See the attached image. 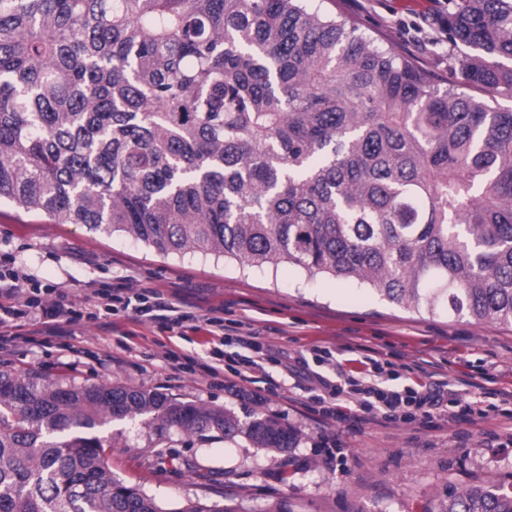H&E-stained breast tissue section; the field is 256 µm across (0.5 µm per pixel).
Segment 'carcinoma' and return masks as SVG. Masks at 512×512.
<instances>
[{"instance_id": "cac0c4a2", "label": "carcinoma", "mask_w": 512, "mask_h": 512, "mask_svg": "<svg viewBox=\"0 0 512 512\" xmlns=\"http://www.w3.org/2000/svg\"><path fill=\"white\" fill-rule=\"evenodd\" d=\"M434 24L459 82L307 0H0V203L512 327V109L493 106L512 0H448ZM126 418L298 441L157 389L0 369V512H236L117 478L95 431ZM439 512H512V494L488 480Z\"/></svg>"}]
</instances>
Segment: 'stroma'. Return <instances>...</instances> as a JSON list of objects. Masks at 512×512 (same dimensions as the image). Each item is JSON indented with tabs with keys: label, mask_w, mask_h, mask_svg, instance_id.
I'll use <instances>...</instances> for the list:
<instances>
[{
	"label": "stroma",
	"mask_w": 512,
	"mask_h": 512,
	"mask_svg": "<svg viewBox=\"0 0 512 512\" xmlns=\"http://www.w3.org/2000/svg\"><path fill=\"white\" fill-rule=\"evenodd\" d=\"M309 7L343 13L380 45L424 61L443 80L458 79L459 51L431 24L442 0H309ZM19 268L34 288L83 295L103 284L154 289L193 314L181 333L122 312L111 322L82 320L55 334L27 325L1 369L31 371L67 384H122L160 389L200 407H223L241 419L263 414L300 434L278 454L246 439L202 440L179 429L157 437L138 422L103 430L112 444V471L174 512L186 500H224L237 512H435L449 491L494 479L512 492V419L497 413L448 424H368L348 417L331 423L286 385L256 396L223 379L203 378L164 360L165 350L201 359L222 348L206 321L244 324L260 336L270 360L284 361L312 346L348 347L349 358L376 350L395 363L425 360V370L449 382H475L471 394L512 389V327L476 322L444 311L404 309L351 280L314 279L288 263L241 269L211 255L165 257L119 235L12 205L0 206V269ZM335 456V467L325 460Z\"/></svg>",
	"instance_id": "obj_1"
}]
</instances>
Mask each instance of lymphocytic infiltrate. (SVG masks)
Segmentation results:
<instances>
[{
    "instance_id": "f902f5d3",
    "label": "lymphocytic infiltrate",
    "mask_w": 512,
    "mask_h": 512,
    "mask_svg": "<svg viewBox=\"0 0 512 512\" xmlns=\"http://www.w3.org/2000/svg\"><path fill=\"white\" fill-rule=\"evenodd\" d=\"M131 310L140 319L175 331L192 321L191 313L169 301L160 292L143 293L135 288H91L82 301H74L62 288L41 291L27 285L25 276L13 269L0 271V350L17 337L20 322H34L55 332L77 324L82 318L100 319L118 310ZM238 347L227 365L230 385L261 384L263 391L279 389V382L266 374L261 363L262 345L256 333L234 339ZM342 349L316 347L310 357L299 358L296 389L319 406L323 417L340 422L344 407L353 404L363 422L407 423L423 419L439 428L443 424L488 413L480 401L465 399L464 391L450 387L442 375H429L403 387L388 386L396 377L393 363L373 356L365 358L362 371L345 370Z\"/></svg>"
}]
</instances>
